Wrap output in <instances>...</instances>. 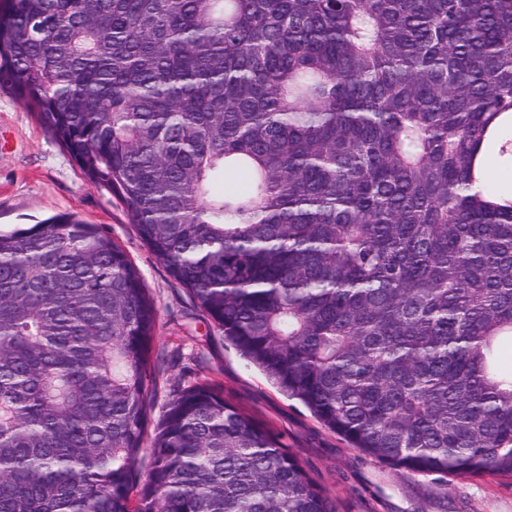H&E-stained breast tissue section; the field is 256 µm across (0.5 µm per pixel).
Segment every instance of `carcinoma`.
I'll use <instances>...</instances> for the list:
<instances>
[{"instance_id": "cac0c4a2", "label": "carcinoma", "mask_w": 512, "mask_h": 512, "mask_svg": "<svg viewBox=\"0 0 512 512\" xmlns=\"http://www.w3.org/2000/svg\"><path fill=\"white\" fill-rule=\"evenodd\" d=\"M0 85L353 447L512 478V0H0ZM155 322L99 226L0 228V512H335L213 383L141 474Z\"/></svg>"}]
</instances>
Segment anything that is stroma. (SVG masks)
Segmentation results:
<instances>
[{
	"label": "stroma",
	"instance_id": "1",
	"mask_svg": "<svg viewBox=\"0 0 512 512\" xmlns=\"http://www.w3.org/2000/svg\"><path fill=\"white\" fill-rule=\"evenodd\" d=\"M57 214L108 231L153 302L151 419H158L174 390L217 382L226 400L280 436L336 512H512V479L443 482L435 475H414L351 447L302 403L280 392L205 318L140 239L119 201L84 178L36 113L0 87V227H29Z\"/></svg>",
	"mask_w": 512,
	"mask_h": 512
}]
</instances>
